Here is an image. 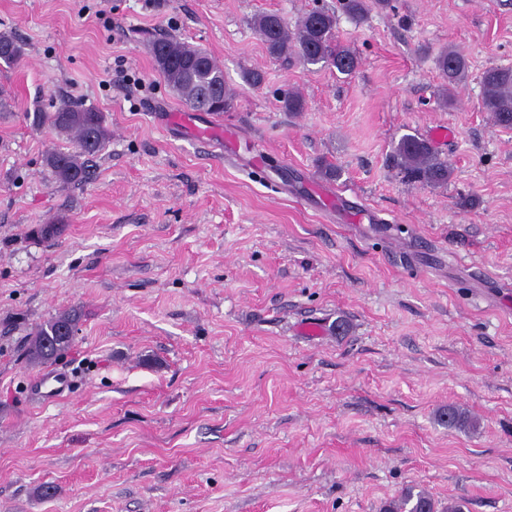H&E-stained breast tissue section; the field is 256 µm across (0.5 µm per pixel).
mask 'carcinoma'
Instances as JSON below:
<instances>
[{"label":"carcinoma","instance_id":"1","mask_svg":"<svg viewBox=\"0 0 512 512\" xmlns=\"http://www.w3.org/2000/svg\"><path fill=\"white\" fill-rule=\"evenodd\" d=\"M343 12L360 22L367 13L366 0H343ZM336 15L325 10L309 12L295 27L277 13H264L253 21V28L266 45L269 54L290 63L308 66L331 65L345 75L355 72L358 59L336 40ZM151 53L159 73L170 89L186 105L205 112L213 111V101L232 100L224 83V69L202 48L173 37L152 42ZM22 44L12 35L0 34V61L13 64L22 59ZM437 66L448 82L447 101H452L453 89L467 77L463 54L454 48L441 53ZM482 109L492 113L496 123L512 128V68L491 67L482 76ZM33 123L48 126L71 140L73 151L53 149L46 154V165L63 183L81 185L92 179L90 157L98 154L109 138L103 113L64 101L54 112L34 113ZM396 164L404 176L429 185H444L451 177L448 162L440 159L432 143L416 135L406 134L395 148ZM79 314L59 313L37 325L30 336L33 360H51L67 350L74 339L71 329L77 327ZM450 426L474 425V420L456 407L439 415ZM464 503L453 500L442 510L423 490L406 488L401 495L384 506L383 512H464Z\"/></svg>","mask_w":512,"mask_h":512}]
</instances>
